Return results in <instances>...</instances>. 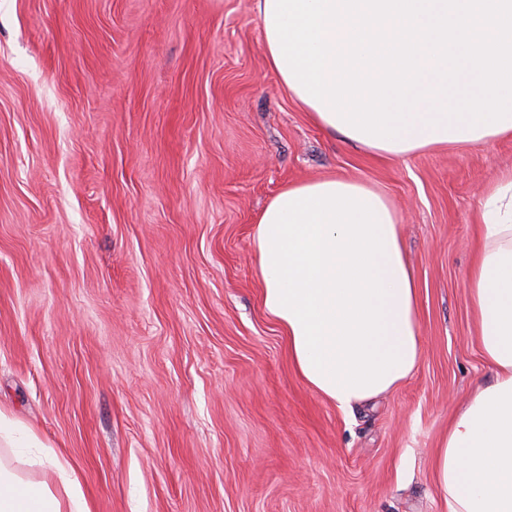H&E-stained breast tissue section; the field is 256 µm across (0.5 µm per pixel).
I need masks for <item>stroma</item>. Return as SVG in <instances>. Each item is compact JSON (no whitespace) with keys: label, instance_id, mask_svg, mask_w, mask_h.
Wrapping results in <instances>:
<instances>
[{"label":"stroma","instance_id":"1","mask_svg":"<svg viewBox=\"0 0 512 512\" xmlns=\"http://www.w3.org/2000/svg\"><path fill=\"white\" fill-rule=\"evenodd\" d=\"M512 138L381 158L269 70L257 0H0V411L92 512H446L433 462L492 382L466 276ZM382 192L423 353L342 411L296 373L252 236L286 184ZM37 459L41 465L46 464L57 471L67 498L69 512H91L80 483L73 476L72 468L65 459L51 450L41 451Z\"/></svg>","mask_w":512,"mask_h":512}]
</instances>
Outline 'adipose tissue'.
<instances>
[{
  "label": "adipose tissue",
  "instance_id": "obj_1",
  "mask_svg": "<svg viewBox=\"0 0 512 512\" xmlns=\"http://www.w3.org/2000/svg\"><path fill=\"white\" fill-rule=\"evenodd\" d=\"M397 156L464 125L418 106ZM256 276L265 311L283 329L298 375L342 410L397 388L422 356L418 291L397 214L385 196L347 178L284 186L258 217ZM478 342L495 378L465 403L434 459L447 512H512V170L484 193L481 244L467 277ZM63 495L27 489L0 462V512H91L69 463L51 450Z\"/></svg>",
  "mask_w": 512,
  "mask_h": 512
}]
</instances>
